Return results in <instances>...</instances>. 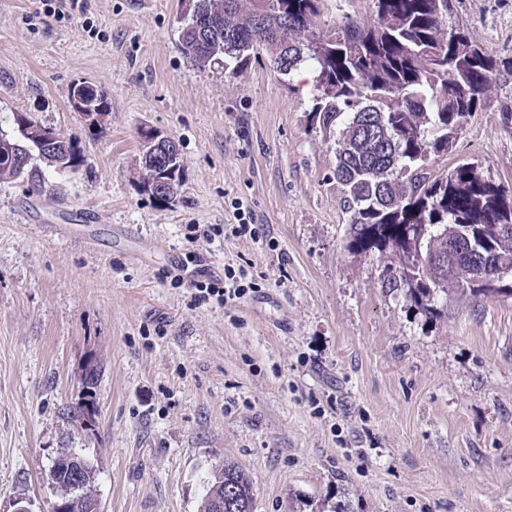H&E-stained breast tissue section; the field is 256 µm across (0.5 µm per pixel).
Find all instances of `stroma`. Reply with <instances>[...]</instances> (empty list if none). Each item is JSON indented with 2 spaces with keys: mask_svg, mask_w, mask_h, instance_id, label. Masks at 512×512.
Masks as SVG:
<instances>
[{
  "mask_svg": "<svg viewBox=\"0 0 512 512\" xmlns=\"http://www.w3.org/2000/svg\"><path fill=\"white\" fill-rule=\"evenodd\" d=\"M87 3L58 18L0 0V126L23 112L83 152L0 181V512H49L65 450L104 512H200L227 463L253 512H512V297L440 293L429 316L388 286L391 251L348 250L311 77L262 47L234 74L197 67L184 0ZM452 19L499 66L430 170L471 163L512 191V0H453ZM80 80L109 104L95 133L69 104ZM146 124L180 149L167 204L141 183ZM239 207L260 240L231 233ZM192 224L225 232L192 242ZM190 251L258 292L195 304L169 264ZM91 363L86 426L70 410Z\"/></svg>",
  "mask_w": 512,
  "mask_h": 512,
  "instance_id": "1",
  "label": "stroma"
}]
</instances>
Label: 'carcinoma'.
<instances>
[{
    "label": "carcinoma",
    "mask_w": 512,
    "mask_h": 512,
    "mask_svg": "<svg viewBox=\"0 0 512 512\" xmlns=\"http://www.w3.org/2000/svg\"><path fill=\"white\" fill-rule=\"evenodd\" d=\"M218 22L201 47L198 32L185 21L179 43L186 56L205 68L247 66L251 52L264 47L271 65L289 75L301 65L313 70L312 122L336 145L333 178L346 192L352 212L348 248L367 252L391 249L399 267H389L388 282L404 288L409 264L417 266L414 302L431 312V292L456 288L473 295L509 293L489 281L472 279L470 254L443 275L429 255L448 252V238L428 233L424 244L405 232L408 224H456L462 236L480 235L493 244L495 258L512 263V236L497 225L512 224V195L486 179L471 164H461L442 178L428 162L449 151L466 118L489 91L496 60L468 30L448 24V0H373L374 19L360 25L345 18L331 31L316 29L321 0H199ZM19 173L12 158L0 156V180ZM55 489L74 488L73 471L61 461L50 471ZM91 468L81 474L69 512H89L96 500ZM225 512H252L253 487L237 466L216 468L201 512H213L215 499Z\"/></svg>",
    "instance_id": "cac0c4a2"
}]
</instances>
